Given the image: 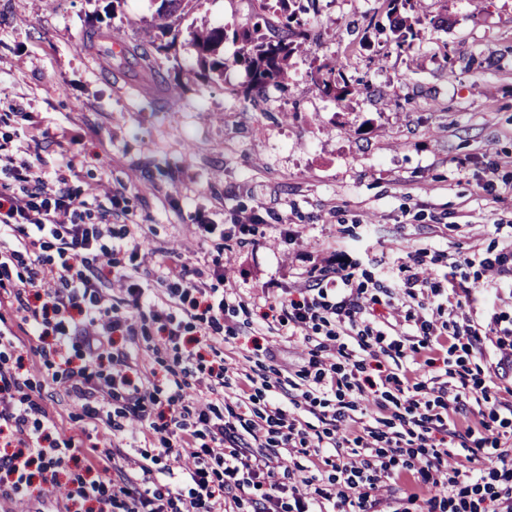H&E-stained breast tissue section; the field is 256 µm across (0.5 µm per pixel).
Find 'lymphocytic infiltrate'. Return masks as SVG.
<instances>
[{
    "instance_id": "f902f5d3",
    "label": "lymphocytic infiltrate",
    "mask_w": 512,
    "mask_h": 512,
    "mask_svg": "<svg viewBox=\"0 0 512 512\" xmlns=\"http://www.w3.org/2000/svg\"><path fill=\"white\" fill-rule=\"evenodd\" d=\"M9 182L0 184V237L11 236L15 247L0 253V286L11 281L13 271L25 269L23 288L13 301L18 312L32 327L35 336H54V353L67 363L69 349L80 344L89 360H108L112 376L106 382L95 381L88 366L71 368L66 378L70 392L81 401L108 403L121 398L129 411L144 418L156 400L158 385L147 377H132L126 355L113 352L111 336L127 329V316L112 309V292L120 290L131 306L147 305L168 342L179 341L182 331L174 325L170 311L178 309L187 317H199L202 335L220 331L223 306L214 304L204 282L192 280L181 254L168 253L160 261L167 288L155 290L131 282L117 270L114 248L101 246L111 235L108 224L85 223L81 201L66 189L65 177L47 178L38 164L26 158L6 155ZM55 249L58 263L45 258V249ZM349 275L341 269L326 270L319 281L299 291L297 297L275 296L276 320L292 334L324 332L321 356L311 358L314 376L302 393L311 400L314 393H328V373L337 372L331 341L358 334L360 349L370 341H383L358 297L348 294ZM12 334L0 331V498L23 494L40 476L41 495H50L56 487L65 489V512H90V503L110 508L111 512H238L243 501H250L253 512H377L381 503L376 492L382 479L392 477L397 456L403 455V442H411L426 452V466L419 475L435 490L430 503L442 512H512V461L499 455L498 485L475 474L462 480L460 471H449V450L438 443V435L448 431L449 412L466 411L479 397L467 386H440L435 404L420 405L410 400L406 415L388 449L373 453L368 448H352L346 439L331 436L319 440L331 453L324 459L334 470L327 484H315L304 478L302 485H287L278 475L289 456L298 453L306 442L282 403L269 399L256 418L234 423L215 412L213 398L229 384L226 366L200 372L198 353L187 350L182 372L194 379L199 395L185 401L181 392L170 396L178 410L162 424L149 423L147 429L158 442L155 453H143L132 459L110 450H91L82 456L72 440L54 435L56 424L46 411L25 392L27 380L20 364L11 363L4 354L13 347ZM392 373L371 379L351 372L338 379L337 403L330 414L331 423L343 422L358 401L380 407L379 393L399 385ZM277 435L279 452L263 450L269 435ZM250 443H243V436ZM167 458L168 473L178 482L159 483L154 465ZM84 461L83 473L60 483L58 476L72 462ZM224 466L223 483H215L212 462ZM133 468L134 481L113 485L104 479L109 470ZM358 489L357 498L349 490Z\"/></svg>"
}]
</instances>
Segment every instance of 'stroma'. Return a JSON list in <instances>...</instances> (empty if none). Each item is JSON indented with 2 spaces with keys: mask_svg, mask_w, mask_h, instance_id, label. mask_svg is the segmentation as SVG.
Segmentation results:
<instances>
[{
  "mask_svg": "<svg viewBox=\"0 0 512 512\" xmlns=\"http://www.w3.org/2000/svg\"><path fill=\"white\" fill-rule=\"evenodd\" d=\"M158 5L0 0V148L40 158L49 176L70 156L76 175L67 187L84 201L85 223L113 209V237L128 222L142 224L138 251L116 255L126 270L156 275L152 253L172 250L189 272L223 267V279L209 285L226 299L224 330L202 343L201 363L276 370L281 384L272 394L286 402L298 398L292 382L316 342L263 328V285L308 287L330 259L356 285L386 271L400 278L410 254L426 250V276L477 294L441 320L472 325L481 343L421 344L400 299L367 297V313L404 321L405 335L402 349L374 346L365 372L379 364L400 376L420 370L424 401L437 396L434 378L465 375L499 408V446L483 457L512 455V412L500 407L512 399V373L497 371L489 358L495 331L512 328V277L463 262L512 242V0H408L398 11L416 34L408 56L383 30L387 0H319L309 21L334 41L293 53L287 90L252 95L234 62L240 43L225 40L219 54L226 65L212 73L189 33L241 27L255 0H194L150 72L131 58L110 65L102 46L83 40L104 18L113 38L139 41ZM330 56L349 83L364 81L366 90L322 97L309 73ZM489 181L494 190H485ZM201 224L223 225L224 233L200 236ZM5 295L0 288V329L15 335L30 392L54 416L60 437L82 448L107 438L134 457L151 450L123 399L88 417L67 390L53 338L30 336ZM126 314L135 334L116 337L115 346L130 362L156 369L152 418L160 424L172 413L182 351L164 342L148 309ZM115 421L120 430H112Z\"/></svg>",
  "mask_w": 512,
  "mask_h": 512,
  "instance_id": "1",
  "label": "stroma"
}]
</instances>
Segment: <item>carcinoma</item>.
Instances as JSON below:
<instances>
[{"label": "carcinoma", "instance_id": "1", "mask_svg": "<svg viewBox=\"0 0 512 512\" xmlns=\"http://www.w3.org/2000/svg\"><path fill=\"white\" fill-rule=\"evenodd\" d=\"M190 0H161L157 16L161 23L157 28L171 32L167 19L176 15L182 5ZM268 11L267 0H260L256 12L257 22L253 27H243L238 36L246 45V50L234 58V63L244 67L249 77V90L258 92L268 86L285 87L288 81V59L297 46L315 42L317 34L313 33L309 21H303L295 14L278 16L277 24H272L265 16ZM267 27L275 26L280 34L269 38L258 37L259 24ZM392 41L400 52H408L413 48L415 33L411 28L395 18L391 20ZM227 32L224 25L218 24L203 27L191 32V40L201 60L211 59L214 69L224 68V60L217 58L219 48L226 40ZM165 49L163 45H155V41L135 43L123 48L121 56L128 55L138 59L147 70L154 68V52ZM341 72V65L334 57L326 58L310 72L312 85L322 94L339 98V87L336 74Z\"/></svg>", "mask_w": 512, "mask_h": 512}]
</instances>
